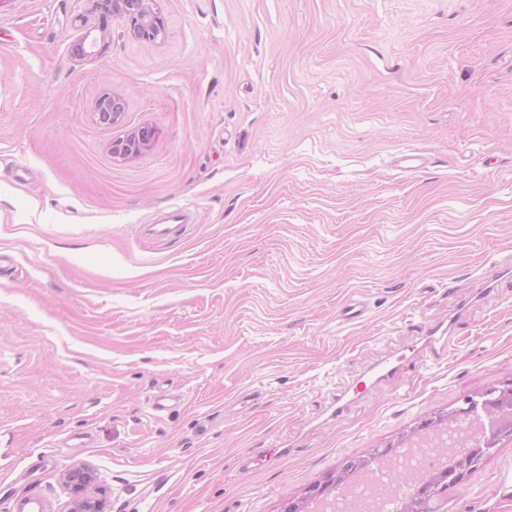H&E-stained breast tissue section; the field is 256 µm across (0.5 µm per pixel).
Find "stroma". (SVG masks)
I'll use <instances>...</instances> for the list:
<instances>
[{
  "instance_id": "stroma-1",
  "label": "stroma",
  "mask_w": 512,
  "mask_h": 512,
  "mask_svg": "<svg viewBox=\"0 0 512 512\" xmlns=\"http://www.w3.org/2000/svg\"><path fill=\"white\" fill-rule=\"evenodd\" d=\"M91 8L0 0V512L78 463L109 512H281L512 383V0H157L153 41ZM440 504L512 512V442ZM126 111V101L118 94L105 93L95 102L93 114L96 121L107 126H117ZM155 137L152 126L142 125L124 131L112 139L111 154L113 160L125 161L149 151ZM188 211L183 207H173L161 214L153 224H146L145 229L156 239L166 240L182 233ZM370 463H372V461L367 459L348 462L339 472L330 473L323 481L310 486L307 489V494H309L308 498L312 499L329 494L332 491L336 492L338 487H341V489L345 488L347 486V482H345L346 475H348L347 468L351 465L357 464L358 469L370 470Z\"/></svg>"
}]
</instances>
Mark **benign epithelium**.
<instances>
[{
  "label": "benign epithelium",
  "instance_id": "7a95c632",
  "mask_svg": "<svg viewBox=\"0 0 512 512\" xmlns=\"http://www.w3.org/2000/svg\"><path fill=\"white\" fill-rule=\"evenodd\" d=\"M95 7L104 16L110 15L128 23V33L136 40L154 41L165 35L164 20L154 10V0H95ZM125 111V99L114 93L101 95L93 107L96 121L112 127L122 122ZM154 137L155 130L149 125L124 131L112 139V159L125 161L144 154L150 150ZM494 394L499 401L512 400L511 387L500 392L495 388L488 389L483 393L482 403L469 399L466 408L437 419L434 427L446 429L450 425L458 424L462 417L477 413L480 408L485 411L490 410L493 405L491 396ZM503 438L512 439V427L499 428L492 433L482 448H471L466 440L458 441L448 448L441 447V451L462 464L461 469L450 477L435 470L426 472L421 478L426 490L420 495L402 500L400 512H437V509L431 506L432 498L444 493L450 487L459 485L464 473L470 470L469 462L489 452L495 443ZM346 475L345 467L336 473L328 474L323 481L307 489L309 498L320 497L339 487H346ZM59 482L69 491V500L60 512H106V488L99 483L97 473L90 465L78 463L70 466L59 474Z\"/></svg>",
  "mask_w": 512,
  "mask_h": 512
}]
</instances>
